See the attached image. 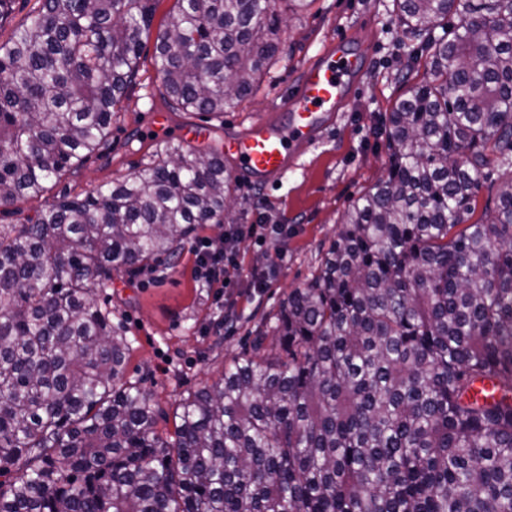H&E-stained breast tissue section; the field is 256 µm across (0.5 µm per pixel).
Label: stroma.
Wrapping results in <instances>:
<instances>
[{"instance_id":"35a3bbf8","label":"stroma","mask_w":512,"mask_h":512,"mask_svg":"<svg viewBox=\"0 0 512 512\" xmlns=\"http://www.w3.org/2000/svg\"><path fill=\"white\" fill-rule=\"evenodd\" d=\"M174 0H160L152 23L164 27ZM289 36L273 61L258 92L218 118L197 112L174 117L170 140L177 128L192 123L211 126L215 139L256 123L277 119L283 96L296 83L309 60L338 36L361 73L347 96L337 121L287 175L256 179L240 171L232 156L225 165L238 174L233 219L238 224H284L286 257L278 274L263 288L252 287L250 271L266 268L274 251L270 245L241 244L237 269L223 282L206 285L195 274V256L184 249L178 259L160 260L135 278L116 275L111 288L99 294L111 305L114 319L131 342L126 377L142 382L165 409H173L186 391L219 377L224 363L241 355L249 336L273 317L294 288L302 286L342 224L350 202L372 189L385 175L388 160L385 117L406 86L430 79L424 63L401 75L398 54L404 40L393 0H313L309 10L287 19ZM144 40L140 84L125 111L112 124L111 159L91 158L60 181L50 183L42 200L18 204L7 223L16 224L41 202L60 192L88 191L122 179L150 159L149 146L128 142L132 130L151 128L148 95L160 80L154 68L156 38ZM223 330H215L216 321Z\"/></svg>"}]
</instances>
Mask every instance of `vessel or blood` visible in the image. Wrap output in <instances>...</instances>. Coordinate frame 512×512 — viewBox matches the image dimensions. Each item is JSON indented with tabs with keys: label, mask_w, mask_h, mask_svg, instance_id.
Returning a JSON list of instances; mask_svg holds the SVG:
<instances>
[{
	"label": "vessel or blood",
	"mask_w": 512,
	"mask_h": 512,
	"mask_svg": "<svg viewBox=\"0 0 512 512\" xmlns=\"http://www.w3.org/2000/svg\"><path fill=\"white\" fill-rule=\"evenodd\" d=\"M354 68L347 56L324 52L284 97L281 121L232 133L224 141L225 153L253 177L285 175L290 160L314 144L322 113L337 109Z\"/></svg>",
	"instance_id": "b4317fda"
}]
</instances>
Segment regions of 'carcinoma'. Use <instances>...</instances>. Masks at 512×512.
<instances>
[{"mask_svg": "<svg viewBox=\"0 0 512 512\" xmlns=\"http://www.w3.org/2000/svg\"><path fill=\"white\" fill-rule=\"evenodd\" d=\"M311 2L175 0L165 110L250 97ZM158 3L37 0L0 42L1 210L110 148ZM393 7L432 79L389 113L386 175L173 412L125 379L97 296L233 223L221 144L156 142L130 176L0 224V512H512V0Z\"/></svg>", "mask_w": 512, "mask_h": 512, "instance_id": "carcinoma-1", "label": "carcinoma"}]
</instances>
